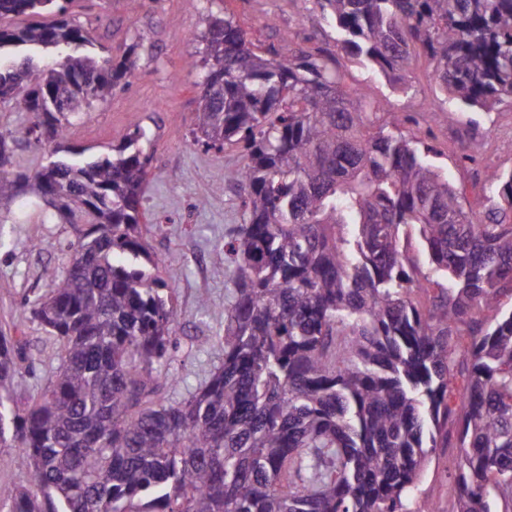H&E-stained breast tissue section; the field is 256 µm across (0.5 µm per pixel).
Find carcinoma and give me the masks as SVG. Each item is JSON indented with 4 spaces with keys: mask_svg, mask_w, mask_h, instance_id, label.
<instances>
[{
    "mask_svg": "<svg viewBox=\"0 0 512 512\" xmlns=\"http://www.w3.org/2000/svg\"><path fill=\"white\" fill-rule=\"evenodd\" d=\"M72 0H0V100L53 148L112 98L135 61L78 49ZM342 49L402 91L422 50L439 90L489 111L512 99V0H317ZM192 133L244 143L243 224L224 363L180 402L160 397L172 347L171 282L142 235L152 156L140 128L112 157L73 151L24 177L70 224H88L34 317L63 340L55 379L26 410L11 395L23 352L0 335V447L29 483L11 512H408L430 454L459 449L448 512H512V171L480 212L400 118L348 85L330 57L261 50L229 9L201 35ZM0 132V200L14 196ZM424 261H419L417 255ZM427 297L423 310L414 293ZM494 313L481 318V311ZM466 392L448 399V380Z\"/></svg>",
    "mask_w": 512,
    "mask_h": 512,
    "instance_id": "obj_1",
    "label": "carcinoma"
}]
</instances>
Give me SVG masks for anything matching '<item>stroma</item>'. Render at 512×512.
<instances>
[{
	"instance_id": "obj_1",
	"label": "stroma",
	"mask_w": 512,
	"mask_h": 512,
	"mask_svg": "<svg viewBox=\"0 0 512 512\" xmlns=\"http://www.w3.org/2000/svg\"><path fill=\"white\" fill-rule=\"evenodd\" d=\"M226 8L254 43L282 54L291 48L324 53L337 61L348 84L404 113L406 132L436 147V163L462 190L466 208L494 193L483 181L484 171H512L511 101L489 112L447 101L421 53L410 67L411 89L395 90L378 69L340 49L333 23L315 0H144L136 12L130 0H74L70 12L87 28L99 55L137 61L110 101L74 120L65 143L107 153L135 128L147 133L144 146L154 160L142 193V233L159 267L173 278L177 347L170 372L176 384L162 391L172 401L203 386L224 360V308L233 287L224 241L241 221L234 173L244 156L235 144L220 152L195 146L192 113L200 34L207 16ZM471 144L479 150L470 160L465 148ZM80 230L27 192L0 202V332L27 352L13 385L18 408L44 392L62 364L61 341L30 309L48 291L47 270L66 271ZM456 454L453 448L431 454L411 512H448V474Z\"/></svg>"
}]
</instances>
